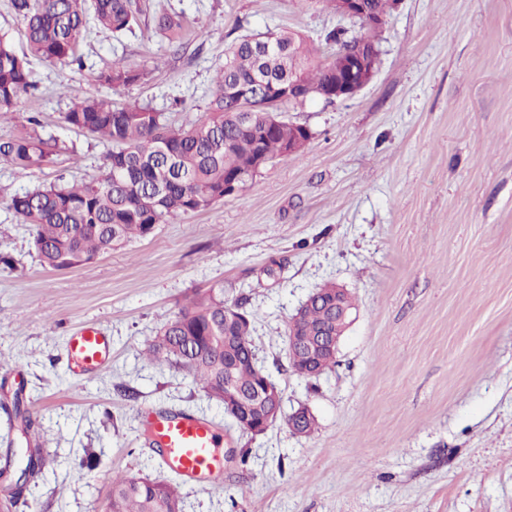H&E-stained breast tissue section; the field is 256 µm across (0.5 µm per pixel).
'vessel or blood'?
<instances>
[{"instance_id":"vessel-or-blood-1","label":"vessel or blood","mask_w":512,"mask_h":512,"mask_svg":"<svg viewBox=\"0 0 512 512\" xmlns=\"http://www.w3.org/2000/svg\"><path fill=\"white\" fill-rule=\"evenodd\" d=\"M112 357L110 340L92 327L76 330L68 340V358L76 374L105 366ZM151 431L166 468L182 480L219 490L224 486L219 450L224 438L209 421L192 414L154 415Z\"/></svg>"}]
</instances>
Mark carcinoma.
Masks as SVG:
<instances>
[{"mask_svg":"<svg viewBox=\"0 0 512 512\" xmlns=\"http://www.w3.org/2000/svg\"><path fill=\"white\" fill-rule=\"evenodd\" d=\"M23 22L28 53L19 56L0 37V119L19 98L36 89L30 59L83 64L81 41L89 24L122 34L138 24V0H13ZM155 27L171 43L181 39L182 20L166 12L154 16ZM315 49L299 33L269 30L243 35L225 50L217 71L205 120L174 127L164 113L143 103H119L92 94L73 103L63 115L66 125L96 135L112 145L106 172L72 186L15 193L9 208L33 227L34 247L43 266L68 270L151 234L158 224L208 210L224 199V185L244 188L263 160L288 157V144L299 153L311 139L281 118L265 102L301 107L326 99L336 82V65L314 57ZM146 72L121 60L97 74V82L114 90L137 84ZM300 83L304 98L288 100V83ZM257 91L251 122L236 119L239 93ZM0 157L20 174L53 163L48 141L36 134L0 141ZM337 285L313 292L311 304L295 314L287 330L312 342L336 331ZM250 315L239 304L224 302L223 289L194 294L165 323L146 355L157 364L181 370L198 383L209 400L224 406V385L240 392L253 418L264 413V377L252 347ZM302 377L310 359L304 350L288 354ZM45 466L37 448L28 449L21 474L33 477ZM107 512H182L177 486L128 476L112 478Z\"/></svg>","mask_w":512,"mask_h":512,"instance_id":"carcinoma-1","label":"carcinoma"}]
</instances>
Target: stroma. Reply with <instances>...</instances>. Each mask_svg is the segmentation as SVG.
Here are the masks:
<instances>
[{"label": "stroma", "mask_w": 512, "mask_h": 512, "mask_svg": "<svg viewBox=\"0 0 512 512\" xmlns=\"http://www.w3.org/2000/svg\"><path fill=\"white\" fill-rule=\"evenodd\" d=\"M140 2L121 39L87 30L82 66L32 61L37 92L0 123L6 140L34 115L56 140L53 163L27 174L0 159V468L18 469L34 442L49 460L23 485L0 478V500L104 512L115 474L174 481L144 409L224 434L223 492L178 482L183 512H512V0H399L366 88L286 108L312 133L302 152L89 264L45 268L8 200L102 174L107 145L62 115L113 60L148 72L116 101L188 126L240 35L295 31L324 58L326 32H364L324 0ZM160 6L183 18L180 52L155 30ZM327 282L352 293L356 318L335 367L305 379L287 324ZM214 287L252 314L258 365L285 410L311 409L313 434L282 420L246 434L186 373L142 358L186 297ZM82 325L112 343L85 382L67 357Z\"/></svg>", "instance_id": "obj_1"}]
</instances>
